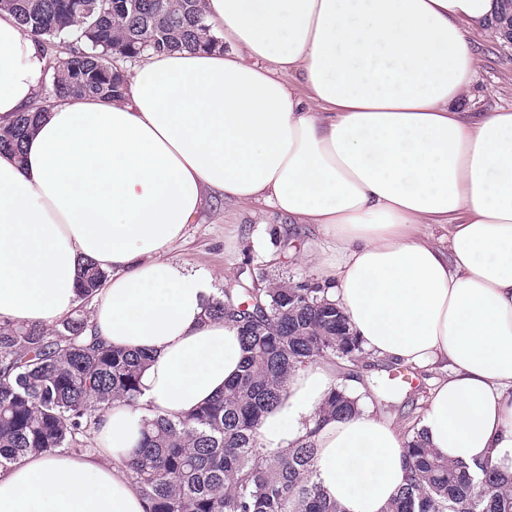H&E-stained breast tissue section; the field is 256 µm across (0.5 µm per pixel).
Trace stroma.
I'll return each instance as SVG.
<instances>
[{
	"label": "stroma",
	"mask_w": 512,
	"mask_h": 512,
	"mask_svg": "<svg viewBox=\"0 0 512 512\" xmlns=\"http://www.w3.org/2000/svg\"><path fill=\"white\" fill-rule=\"evenodd\" d=\"M479 55V80L472 87V112L512 108V44L493 30L472 32ZM320 240L309 224H292L259 204L236 206L223 200L207 203L186 238L169 256L187 267L228 276L231 287L274 281L317 282L301 251L319 250Z\"/></svg>",
	"instance_id": "obj_1"
}]
</instances>
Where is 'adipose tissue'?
<instances>
[{
	"instance_id": "1",
	"label": "adipose tissue",
	"mask_w": 512,
	"mask_h": 512,
	"mask_svg": "<svg viewBox=\"0 0 512 512\" xmlns=\"http://www.w3.org/2000/svg\"><path fill=\"white\" fill-rule=\"evenodd\" d=\"M497 0H206L225 51L151 55L123 101L54 102L0 153V320L54 325L80 305L79 263L109 273L91 322L141 351L137 406L115 402L99 453L27 455L0 469V512H148L122 462L144 420L221 394L245 356L209 318L217 279L168 259L212 195L314 225L322 271L371 361L432 373L418 431L451 461L512 475V110L468 112L470 28ZM52 64L0 10V127ZM297 76V87L284 76ZM358 399L315 425L332 388ZM346 512H386L407 477L404 436L333 365L293 372L259 427L305 436Z\"/></svg>"
}]
</instances>
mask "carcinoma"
Segmentation results:
<instances>
[{
  "label": "carcinoma",
  "mask_w": 512,
  "mask_h": 512,
  "mask_svg": "<svg viewBox=\"0 0 512 512\" xmlns=\"http://www.w3.org/2000/svg\"><path fill=\"white\" fill-rule=\"evenodd\" d=\"M205 0H0L47 51L64 53L43 82V106L71 95L124 99L125 65L176 50H224L206 23ZM498 30L512 35V0H500ZM40 112H20L0 129V152L23 153ZM107 279L92 262L77 269L84 303ZM326 289L274 282L224 290L209 307L241 331L246 356L224 393L194 412L144 422L123 457L149 512H345L316 481L318 449L309 439L278 451L258 427L279 403L295 368L324 361L345 378L368 353ZM146 356L105 343L82 309L51 327L0 323V469L29 454L96 451L92 437L117 400L136 403ZM357 400L332 389L316 424L348 417ZM418 422L405 428L407 484L387 512H512V480L491 461L450 462L426 448Z\"/></svg>",
  "instance_id": "cac0c4a2"
}]
</instances>
